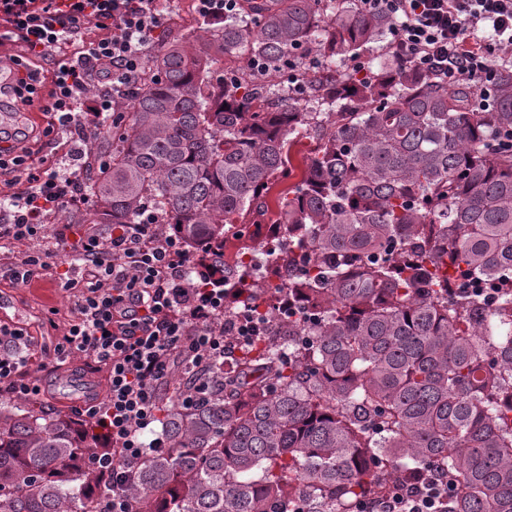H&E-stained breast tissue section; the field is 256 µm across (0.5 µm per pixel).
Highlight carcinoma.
<instances>
[{
  "label": "carcinoma",
  "mask_w": 512,
  "mask_h": 512,
  "mask_svg": "<svg viewBox=\"0 0 512 512\" xmlns=\"http://www.w3.org/2000/svg\"><path fill=\"white\" fill-rule=\"evenodd\" d=\"M394 25L359 0H247L202 40L170 27L89 142L94 209L69 223L159 214L212 248L224 320L257 302L275 337L210 366L194 404L187 381L163 397L168 447L143 455L130 512H356L432 471L445 512H512V65L485 111L392 52L338 69ZM218 57L247 66L217 75ZM301 138L315 146L276 237L228 262ZM101 451L91 428L0 396V512H112L108 479L79 467Z\"/></svg>",
  "instance_id": "1"
}]
</instances>
